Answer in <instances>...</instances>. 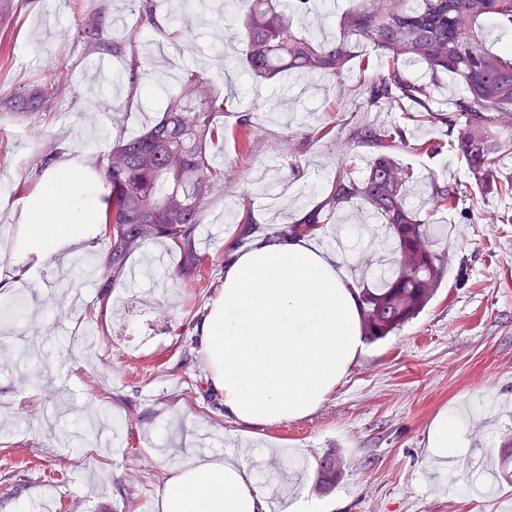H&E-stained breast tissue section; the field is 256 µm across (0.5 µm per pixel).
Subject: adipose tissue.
Listing matches in <instances>:
<instances>
[{
  "instance_id": "obj_1",
  "label": "adipose tissue",
  "mask_w": 512,
  "mask_h": 512,
  "mask_svg": "<svg viewBox=\"0 0 512 512\" xmlns=\"http://www.w3.org/2000/svg\"><path fill=\"white\" fill-rule=\"evenodd\" d=\"M67 163L45 182L30 214L27 244L48 258L78 253L94 209L72 191ZM357 284L341 256L301 237L239 254L200 327L203 360L223 394L224 415L244 437L308 417L335 391L361 344ZM466 417L444 412L428 446L455 457ZM248 449L196 460L169 478L154 512H268L269 485L256 479Z\"/></svg>"
}]
</instances>
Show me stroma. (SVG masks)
Segmentation results:
<instances>
[{
	"instance_id": "35a3bbf8",
	"label": "stroma",
	"mask_w": 512,
	"mask_h": 512,
	"mask_svg": "<svg viewBox=\"0 0 512 512\" xmlns=\"http://www.w3.org/2000/svg\"><path fill=\"white\" fill-rule=\"evenodd\" d=\"M84 0H25L0 10V100L33 85L58 81L63 93L42 116L44 139L25 121L0 109V279L18 280L0 293V332L17 342L0 358V512H137L152 503L183 458L185 439L213 437L209 453L234 452L241 441L223 409L183 400L187 383L207 377L198 328L224 286L229 243L261 240L297 221L318 204L344 158L351 124L360 118L354 76L321 84L253 79L234 39L238 0H158L159 17L175 19L187 38L173 40L140 24L134 0H101L106 48L75 39ZM125 52L112 54L110 43ZM151 54L131 69V56ZM118 66L109 81L90 72L100 58ZM205 67L220 77L227 99L220 117L224 142L216 149L239 177L212 195L198 237H211L203 274L213 290L192 287L178 274L179 253L166 239L147 242L128 260L140 280L109 290L102 317H84L100 293V272L67 268L20 250L26 214L40 198L50 169L36 159L54 147L81 190L100 205L105 188L95 171L112 143L135 136L156 117L185 70ZM108 98L117 116L101 117L92 101ZM251 114L248 143L238 122ZM332 132L318 138L317 131ZM409 200L428 198L430 182L470 184L472 178L444 130L427 122L408 125ZM437 141L435 153L416 145ZM255 229H247L245 213ZM512 192L479 188L454 209L433 212L431 242L448 263L433 299L414 319L384 339L366 342L334 394L308 418L263 427L252 442L255 475L284 493L321 498L334 512H501L512 499ZM359 286L372 287L395 265L397 254L382 225L350 203L324 226L321 245L332 246L341 225ZM165 253L154 266L151 252ZM151 313L143 337L128 330L125 291ZM151 375L136 379L142 369ZM465 408L467 448L452 464L453 479L435 475L428 435L435 418ZM283 453L277 469L267 449ZM336 451L346 468L334 490L315 487L318 462Z\"/></svg>"
}]
</instances>
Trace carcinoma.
Masks as SVG:
<instances>
[{
	"mask_svg": "<svg viewBox=\"0 0 512 512\" xmlns=\"http://www.w3.org/2000/svg\"><path fill=\"white\" fill-rule=\"evenodd\" d=\"M312 2L239 0L238 35L249 74L255 79L327 75L341 82L352 59L370 51L384 64L377 68L365 64L360 70L363 111L413 104L415 111L427 113L447 129L474 184L493 187L500 148L489 132L512 120V44L489 42L487 29L494 24L512 30V0H351L349 8L336 17L337 34L329 39L300 26ZM102 24L100 10L88 5L77 37L97 39ZM418 64L426 66L434 78L447 73L461 84L463 93L452 113L433 106L430 84L411 71ZM55 94L54 86L48 84L13 94L6 103L39 132L37 118ZM223 111L224 96L217 86L200 73H189L167 97L156 119L138 135L117 140L105 154L100 237L107 251L101 288L106 290L122 279L128 259L155 238L175 241L182 251L183 275L196 274L202 264L194 245L196 228L203 223L212 191L224 184V170L213 165L209 151L210 144L224 136L215 122ZM348 142L375 148L364 175H352L355 157L348 155L321 205L270 241L304 236L354 200L378 216L398 242L400 266L385 287L359 289L364 335L377 341L428 304L444 261L430 248V213L408 201L411 167L390 153L391 148L407 143V126L363 122L349 129ZM467 192L462 184H435L430 197L440 208H453ZM344 467L336 452L323 455L316 488L323 492L335 488Z\"/></svg>",
	"mask_w": 512,
	"mask_h": 512,
	"instance_id": "carcinoma-1",
	"label": "carcinoma"
}]
</instances>
